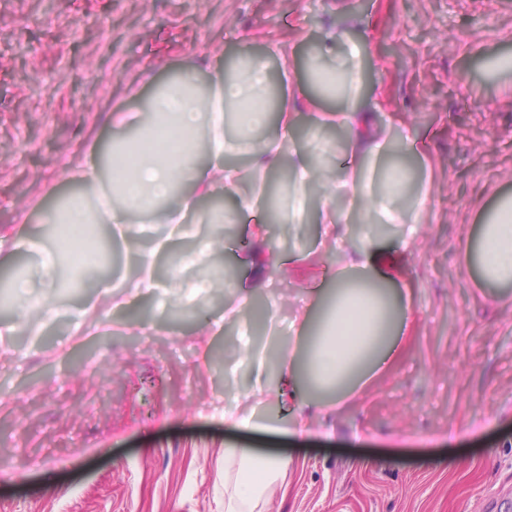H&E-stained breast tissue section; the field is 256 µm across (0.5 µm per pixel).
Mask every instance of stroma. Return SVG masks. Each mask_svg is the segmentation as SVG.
I'll use <instances>...</instances> for the list:
<instances>
[{"mask_svg": "<svg viewBox=\"0 0 512 512\" xmlns=\"http://www.w3.org/2000/svg\"><path fill=\"white\" fill-rule=\"evenodd\" d=\"M329 29L364 77L363 111L409 161V198L427 197L376 233L410 322L392 360L296 434L256 374L294 348L302 307L342 265L335 246L315 225L269 224L266 254L294 261L255 294L262 324L246 314L202 336L239 299L189 301L210 264L183 253L220 234L233 284L248 281L242 243L263 214L217 193L202 213L235 222H195L181 241L139 219L112 243L109 287L57 292L31 327L0 313V512H224L228 447L289 459L268 512H512V282H485L467 257L512 197V0H0V246L36 266L27 243L49 240L45 210L80 193L71 171L114 135L107 114L141 108L206 54L207 85L255 50L279 65L267 48L286 45L273 88L301 105L304 141H323L304 48ZM146 243L164 247L158 286L134 301L125 253ZM228 410L264 422L244 430Z\"/></svg>", "mask_w": 512, "mask_h": 512, "instance_id": "obj_1", "label": "stroma"}]
</instances>
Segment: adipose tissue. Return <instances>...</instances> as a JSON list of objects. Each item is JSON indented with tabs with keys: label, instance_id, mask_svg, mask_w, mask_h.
I'll use <instances>...</instances> for the list:
<instances>
[{
	"label": "adipose tissue",
	"instance_id": "ef3b65f1",
	"mask_svg": "<svg viewBox=\"0 0 512 512\" xmlns=\"http://www.w3.org/2000/svg\"><path fill=\"white\" fill-rule=\"evenodd\" d=\"M338 94L348 100L340 118L347 130L344 147L350 161L320 181V170L306 149L291 138L298 114L288 100L269 109L271 90L266 62L246 59L234 76H217L208 91H200L196 67L181 70L172 88L156 93L146 111L115 108L114 125L136 132L124 150L108 146L101 162L86 160L74 177L92 197L68 198L64 207L46 211L44 221L56 226L127 224L143 214L160 224L187 223L198 201L217 192L239 194V206L249 210L254 199L240 195L241 186L264 188L269 173L287 166L293 180L288 191V217L311 218L320 236L338 231L343 216L333 198H354L370 223L399 224L403 216L396 201L406 189L407 174L397 165L380 174L378 191L364 193L362 174L367 158L377 156L388 137L385 127L369 122L367 113L352 109L360 97L359 72L352 66L337 67ZM276 125L277 141H290L281 151L277 141L259 140L257 134ZM249 158L246 166L230 164L227 148ZM191 187L192 197L179 198L181 187ZM374 238L354 247L348 263L337 271L336 286L324 296L313 323L304 324L299 348L288 355V372L281 376L277 394L300 412L294 418L296 433L311 430L301 412L310 393H326L343 400L364 385L392 356L405 320L395 313L391 292L381 287L371 270L375 264ZM38 267L16 278L15 293H26L34 278L55 286L63 268L74 274L73 285L95 279L105 258L91 247L82 253L68 250L62 239L39 246ZM482 276L490 282L512 280V199L503 198L493 219L482 228L477 245ZM288 476V461L255 454L247 448L224 451V512H265L276 487Z\"/></svg>",
	"mask_w": 512,
	"mask_h": 512
}]
</instances>
